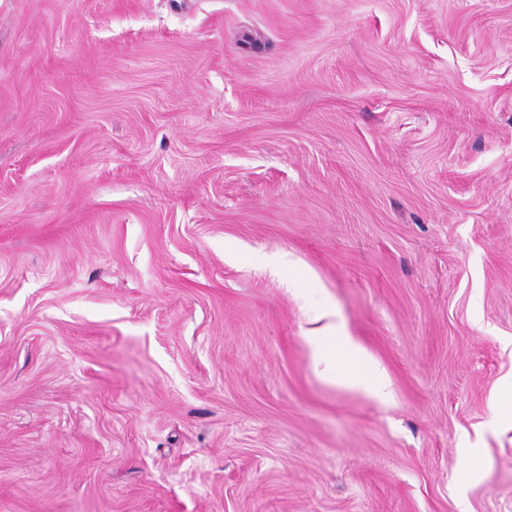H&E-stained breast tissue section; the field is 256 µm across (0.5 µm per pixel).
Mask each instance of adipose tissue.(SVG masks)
Returning a JSON list of instances; mask_svg holds the SVG:
<instances>
[{"mask_svg":"<svg viewBox=\"0 0 512 512\" xmlns=\"http://www.w3.org/2000/svg\"><path fill=\"white\" fill-rule=\"evenodd\" d=\"M315 319L318 326L307 336L314 362L368 397L388 401L391 389L387 375L372 366L363 348L337 321L335 310L330 305H321Z\"/></svg>","mask_w":512,"mask_h":512,"instance_id":"adipose-tissue-1","label":"adipose tissue"}]
</instances>
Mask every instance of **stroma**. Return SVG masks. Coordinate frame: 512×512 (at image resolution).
I'll return each instance as SVG.
<instances>
[{
  "label": "stroma",
  "instance_id": "1",
  "mask_svg": "<svg viewBox=\"0 0 512 512\" xmlns=\"http://www.w3.org/2000/svg\"><path fill=\"white\" fill-rule=\"evenodd\" d=\"M511 385L512 0H0V512H512ZM315 320L324 323L306 336L314 362L323 364L335 380L376 401H388L391 389L387 375L372 366L363 348L337 321L336 311L325 303L316 312Z\"/></svg>",
  "mask_w": 512,
  "mask_h": 512
}]
</instances>
